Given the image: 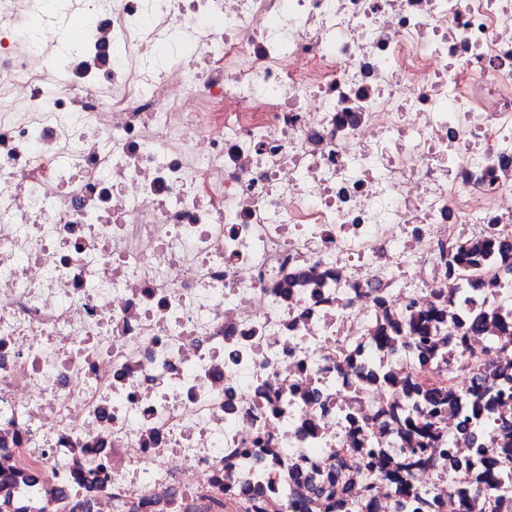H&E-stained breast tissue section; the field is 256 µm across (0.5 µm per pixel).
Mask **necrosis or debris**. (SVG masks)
<instances>
[{
  "instance_id": "obj_1",
  "label": "necrosis or debris",
  "mask_w": 512,
  "mask_h": 512,
  "mask_svg": "<svg viewBox=\"0 0 512 512\" xmlns=\"http://www.w3.org/2000/svg\"><path fill=\"white\" fill-rule=\"evenodd\" d=\"M510 358L512 0H0V512H452Z\"/></svg>"
}]
</instances>
